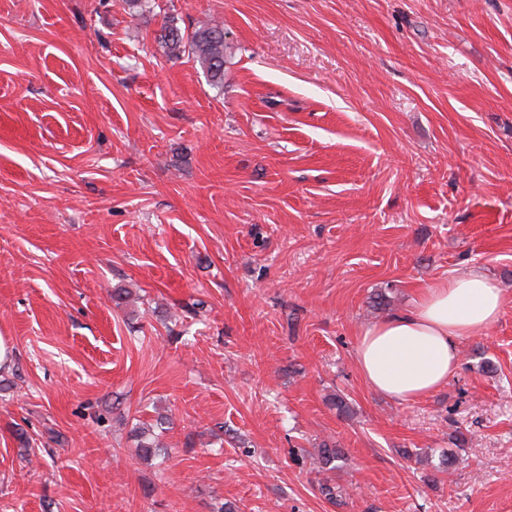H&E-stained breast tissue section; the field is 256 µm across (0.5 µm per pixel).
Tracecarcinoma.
Wrapping results in <instances>:
<instances>
[{
    "instance_id": "cac0c4a2",
    "label": "carcinoma",
    "mask_w": 512,
    "mask_h": 512,
    "mask_svg": "<svg viewBox=\"0 0 512 512\" xmlns=\"http://www.w3.org/2000/svg\"><path fill=\"white\" fill-rule=\"evenodd\" d=\"M160 38L168 54L180 57L187 53L196 58L204 68L208 84L218 90L224 89L227 42L222 25L208 22L186 34L179 27L170 24L163 29ZM167 423V418L162 416L156 419V423L138 428V452L141 457L151 458L158 455L164 447L162 437L167 432ZM343 458L341 449L324 441L313 456V464L321 471H333L338 468L337 462Z\"/></svg>"
}]
</instances>
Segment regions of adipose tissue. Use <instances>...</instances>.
Instances as JSON below:
<instances>
[{
	"label": "adipose tissue",
	"instance_id": "1",
	"mask_svg": "<svg viewBox=\"0 0 512 512\" xmlns=\"http://www.w3.org/2000/svg\"><path fill=\"white\" fill-rule=\"evenodd\" d=\"M506 297L482 271L430 284L405 309L362 328L355 363L389 399L413 402L447 385L461 363L459 342L488 329Z\"/></svg>",
	"mask_w": 512,
	"mask_h": 512
}]
</instances>
